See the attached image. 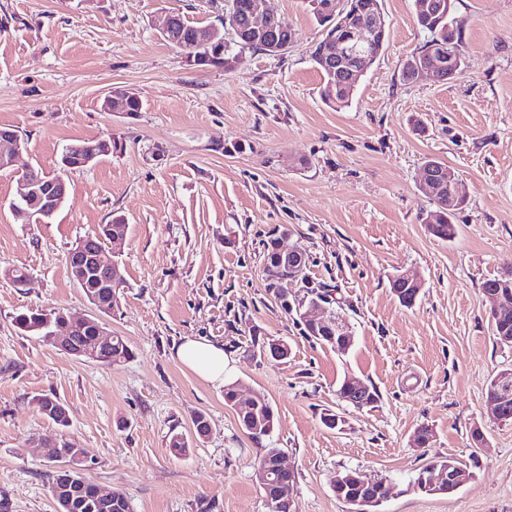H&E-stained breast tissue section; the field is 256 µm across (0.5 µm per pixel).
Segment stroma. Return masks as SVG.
I'll return each instance as SVG.
<instances>
[{"mask_svg":"<svg viewBox=\"0 0 512 512\" xmlns=\"http://www.w3.org/2000/svg\"><path fill=\"white\" fill-rule=\"evenodd\" d=\"M268 6L293 45L279 56L241 51L224 69L193 64L160 26L169 11L219 24L227 0H0V126L24 142L0 171V512H57L54 463L38 444L52 425L33 402L49 393L69 411L90 480L126 492L131 512H266L260 447L223 388L173 357L187 338L223 345L227 382L272 403L298 512H349L330 483L344 469L387 479L378 512H512V423L492 421L486 401L490 379L512 369V347L497 344L481 288L512 268V0H455L465 68L448 84L403 81V62L431 35L415 0H382L388 41L340 111L324 104L311 57L322 27L303 0ZM117 87L142 111L104 109ZM99 137L121 150L68 173L52 219L17 221L16 174L58 172L67 145ZM430 158L469 187L448 241L423 224ZM117 215L127 234L104 253L126 286L104 321L133 356L110 367L21 333L13 318L90 311L67 255ZM273 238L305 249L310 281L340 298L347 353L304 336L275 303L263 273ZM15 266L26 288L3 275ZM401 272L423 282L408 308L389 286ZM254 326L287 342L288 359L254 356ZM347 376L376 387L374 408L339 400ZM198 413L209 434L175 457L170 433L192 435ZM327 413L337 427L324 425ZM422 425L433 434L424 448L413 441ZM448 457L470 480L449 496L413 489L421 467Z\"/></svg>","mask_w":512,"mask_h":512,"instance_id":"stroma-1","label":"stroma"}]
</instances>
